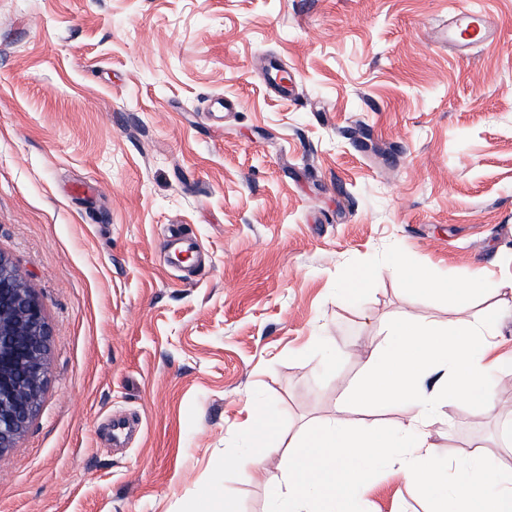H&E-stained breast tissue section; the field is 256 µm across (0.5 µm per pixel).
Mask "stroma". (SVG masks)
Segmentation results:
<instances>
[{
    "instance_id": "35a3bbf8",
    "label": "stroma",
    "mask_w": 512,
    "mask_h": 512,
    "mask_svg": "<svg viewBox=\"0 0 512 512\" xmlns=\"http://www.w3.org/2000/svg\"><path fill=\"white\" fill-rule=\"evenodd\" d=\"M494 17L460 55L452 6ZM288 71L292 90L265 80ZM239 100L224 111L221 99ZM189 225L211 259L161 248ZM393 252L451 288L512 279V0H0V253L52 335L40 409L0 458V512H266L287 459L236 465L254 407L334 415L387 327L465 312L382 275ZM343 352L335 372L322 347ZM494 405L431 426L512 463ZM383 473L363 512H429Z\"/></svg>"
}]
</instances>
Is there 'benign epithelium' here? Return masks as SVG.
Masks as SVG:
<instances>
[{
    "label": "benign epithelium",
    "mask_w": 512,
    "mask_h": 512,
    "mask_svg": "<svg viewBox=\"0 0 512 512\" xmlns=\"http://www.w3.org/2000/svg\"><path fill=\"white\" fill-rule=\"evenodd\" d=\"M50 350L41 302L19 267L0 252V457L40 407Z\"/></svg>",
    "instance_id": "benign-epithelium-1"
}]
</instances>
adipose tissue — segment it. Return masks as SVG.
<instances>
[{"mask_svg": "<svg viewBox=\"0 0 512 512\" xmlns=\"http://www.w3.org/2000/svg\"><path fill=\"white\" fill-rule=\"evenodd\" d=\"M382 271L412 290L431 283L425 269L400 254ZM379 272L360 274L353 293L370 290ZM497 321L492 312L445 326L415 320L392 325L335 415L290 435L286 466L269 493L268 512H359L363 494L386 469L423 487L432 512H512L511 466L490 456L479 440L467 463L445 462L429 440V428L444 407L491 404L497 372L512 367V356L496 355L491 343ZM396 403L413 404L416 411L387 432L349 421L350 407Z\"/></svg>", "mask_w": 512, "mask_h": 512, "instance_id": "ef3b65f1", "label": "adipose tissue"}]
</instances>
